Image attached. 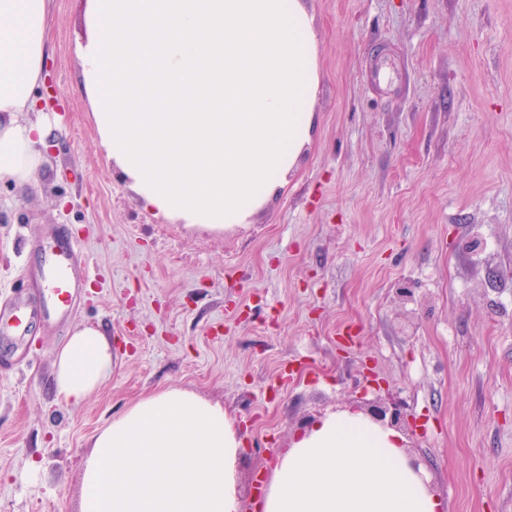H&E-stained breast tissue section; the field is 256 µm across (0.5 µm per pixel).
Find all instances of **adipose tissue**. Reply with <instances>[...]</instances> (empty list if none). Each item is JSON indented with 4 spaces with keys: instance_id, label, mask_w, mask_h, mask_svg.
Here are the masks:
<instances>
[{
    "instance_id": "ef3b65f1",
    "label": "adipose tissue",
    "mask_w": 512,
    "mask_h": 512,
    "mask_svg": "<svg viewBox=\"0 0 512 512\" xmlns=\"http://www.w3.org/2000/svg\"><path fill=\"white\" fill-rule=\"evenodd\" d=\"M51 0H0V181L23 186L51 130L37 109ZM78 50L99 143L144 207L213 230L251 223L316 130L317 37L304 0H88ZM112 344L79 325L58 351L57 398L111 376ZM397 429L345 409L297 432L261 512H438ZM242 439L223 406L148 393L92 439L79 512H242Z\"/></svg>"
}]
</instances>
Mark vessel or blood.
<instances>
[{
	"instance_id": "b4317fda",
	"label": "vessel or blood",
	"mask_w": 512,
	"mask_h": 512,
	"mask_svg": "<svg viewBox=\"0 0 512 512\" xmlns=\"http://www.w3.org/2000/svg\"><path fill=\"white\" fill-rule=\"evenodd\" d=\"M38 235L43 243V265L0 303V337L13 342L24 339L35 322L46 331L61 332L77 311L90 272L80 243L69 239L62 227H44Z\"/></svg>"
}]
</instances>
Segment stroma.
Returning a JSON list of instances; mask_svg holds the SVG:
<instances>
[{
    "label": "stroma",
    "instance_id": "35a3bbf8",
    "mask_svg": "<svg viewBox=\"0 0 512 512\" xmlns=\"http://www.w3.org/2000/svg\"><path fill=\"white\" fill-rule=\"evenodd\" d=\"M305 4L316 135L251 223L212 231L155 217L98 146L87 0H53L37 118L60 145L32 184L0 181V294L42 260L29 230L66 225L94 273L72 323L115 365L62 402L65 340L31 328L0 379V512H77L93 436L168 387L236 417L243 512L297 431L384 389L443 512H512V0Z\"/></svg>",
    "mask_w": 512,
    "mask_h": 512
}]
</instances>
